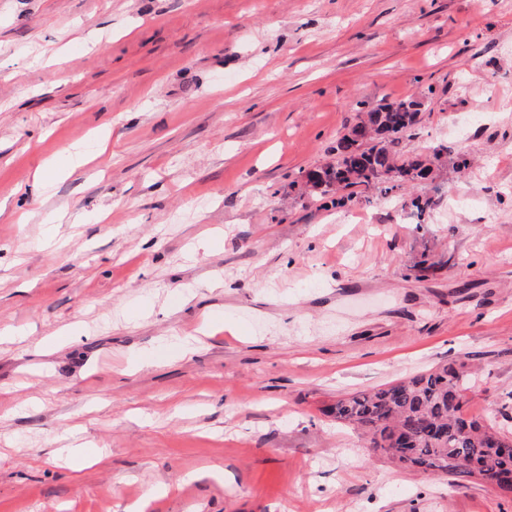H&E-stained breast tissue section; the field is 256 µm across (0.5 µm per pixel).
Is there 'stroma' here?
Returning <instances> with one entry per match:
<instances>
[{
    "instance_id": "35a3bbf8",
    "label": "stroma",
    "mask_w": 512,
    "mask_h": 512,
    "mask_svg": "<svg viewBox=\"0 0 512 512\" xmlns=\"http://www.w3.org/2000/svg\"><path fill=\"white\" fill-rule=\"evenodd\" d=\"M407 97L468 167L311 195ZM0 202V512H512L326 412L461 360L512 432V0H0Z\"/></svg>"
}]
</instances>
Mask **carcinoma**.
<instances>
[{
	"label": "carcinoma",
	"mask_w": 512,
	"mask_h": 512,
	"mask_svg": "<svg viewBox=\"0 0 512 512\" xmlns=\"http://www.w3.org/2000/svg\"><path fill=\"white\" fill-rule=\"evenodd\" d=\"M422 107L420 99L409 97L364 110L336 139L334 160L306 172L311 193L338 204L341 190L381 185L387 194L427 180L438 155L402 157L392 149L417 124ZM471 388L465 364L455 361L341 397L329 412L361 430L369 447L391 459L418 456L433 468L432 475L452 483L488 478L497 482L503 498L512 499V447L502 442L509 432L462 417Z\"/></svg>",
	"instance_id": "cac0c4a2"
}]
</instances>
